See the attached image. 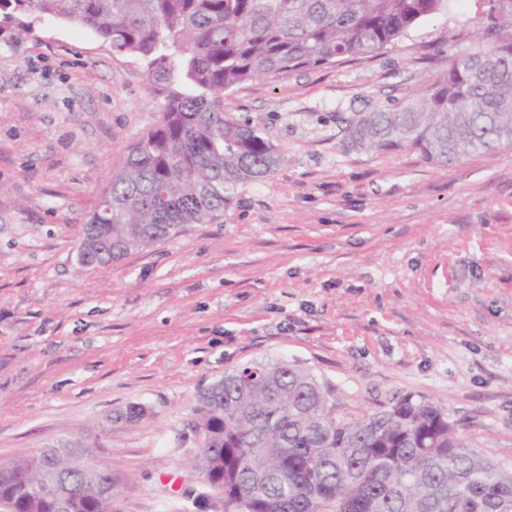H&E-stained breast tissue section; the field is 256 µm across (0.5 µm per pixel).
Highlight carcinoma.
Here are the masks:
<instances>
[{"mask_svg": "<svg viewBox=\"0 0 512 512\" xmlns=\"http://www.w3.org/2000/svg\"><path fill=\"white\" fill-rule=\"evenodd\" d=\"M450 0H0V30L53 18L95 32L147 64L160 121L129 150L83 225L87 269L213 224L229 193L281 155L250 122L224 116V93L260 76L371 56ZM476 45L428 92L350 123L362 149L410 146L448 164L512 145V0H487ZM195 464L224 512H512V469L469 447L446 411L409 394L355 421L298 362H254L202 389ZM0 502L57 512L61 480L100 477L66 442L0 466ZM114 492L69 512H114Z\"/></svg>", "mask_w": 512, "mask_h": 512, "instance_id": "carcinoma-1", "label": "carcinoma"}]
</instances>
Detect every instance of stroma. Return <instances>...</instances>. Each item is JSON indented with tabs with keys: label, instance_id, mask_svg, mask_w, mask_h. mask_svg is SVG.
I'll use <instances>...</instances> for the list:
<instances>
[{
	"label": "stroma",
	"instance_id": "1",
	"mask_svg": "<svg viewBox=\"0 0 512 512\" xmlns=\"http://www.w3.org/2000/svg\"><path fill=\"white\" fill-rule=\"evenodd\" d=\"M483 10L453 0L372 57L225 94L281 165L218 223L97 269L77 263L83 224L161 99L92 30L48 18L0 42V465L79 441L117 512H224L195 466L198 392L284 359L337 418L411 394L512 467V145L440 165L347 132L424 94ZM131 404L144 416L118 420Z\"/></svg>",
	"mask_w": 512,
	"mask_h": 512
}]
</instances>
